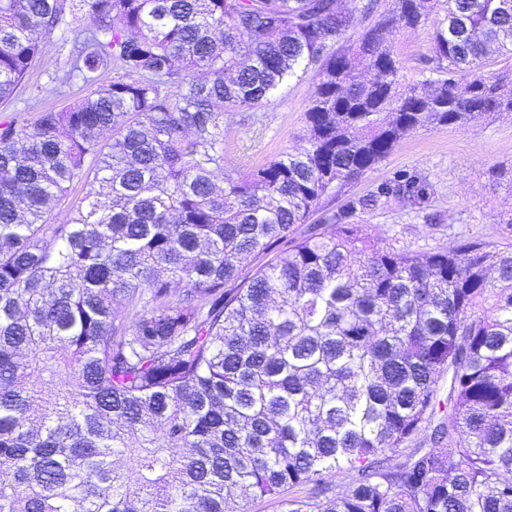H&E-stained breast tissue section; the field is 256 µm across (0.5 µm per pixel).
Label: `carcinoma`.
Here are the masks:
<instances>
[{"label": "carcinoma", "instance_id": "1", "mask_svg": "<svg viewBox=\"0 0 512 512\" xmlns=\"http://www.w3.org/2000/svg\"><path fill=\"white\" fill-rule=\"evenodd\" d=\"M354 2L0 0V101L61 28L54 90L83 83L0 122V512H512V243L353 223L423 211L407 172L324 208L405 135L512 112L484 72L512 0ZM431 18L405 84L395 36ZM298 75L305 146L227 170L224 114Z\"/></svg>", "mask_w": 512, "mask_h": 512}]
</instances>
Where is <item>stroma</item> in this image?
I'll list each match as a JSON object with an SVG mask.
<instances>
[{"label":"stroma","mask_w":512,"mask_h":512,"mask_svg":"<svg viewBox=\"0 0 512 512\" xmlns=\"http://www.w3.org/2000/svg\"><path fill=\"white\" fill-rule=\"evenodd\" d=\"M431 32L425 24L397 35L403 81L428 74ZM53 41L14 98L0 104V118L20 112L34 120L35 98L52 97L48 76L66 69L70 48L64 32H55ZM312 91L309 78L294 77L261 108L259 122L244 121L239 112L226 115L227 169L260 166L302 146L304 113ZM401 171L430 183L427 210L438 215V222L424 223L392 200L384 207L357 212L355 223L365 225L393 247L421 253L456 248L464 238L493 246L512 242V234L504 230L506 221L512 219V114L496 115L463 129L423 128L409 133L391 155L330 198L327 205L337 209L351 199L369 195Z\"/></svg>","instance_id":"35a3bbf8"}]
</instances>
